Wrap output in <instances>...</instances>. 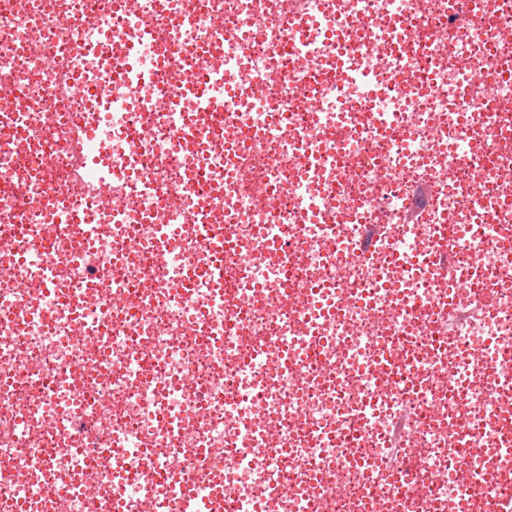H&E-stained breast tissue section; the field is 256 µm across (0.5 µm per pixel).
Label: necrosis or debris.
Wrapping results in <instances>:
<instances>
[{
	"instance_id": "obj_1",
	"label": "necrosis or debris",
	"mask_w": 512,
	"mask_h": 512,
	"mask_svg": "<svg viewBox=\"0 0 512 512\" xmlns=\"http://www.w3.org/2000/svg\"><path fill=\"white\" fill-rule=\"evenodd\" d=\"M506 65L512 0H0V512H506Z\"/></svg>"
}]
</instances>
